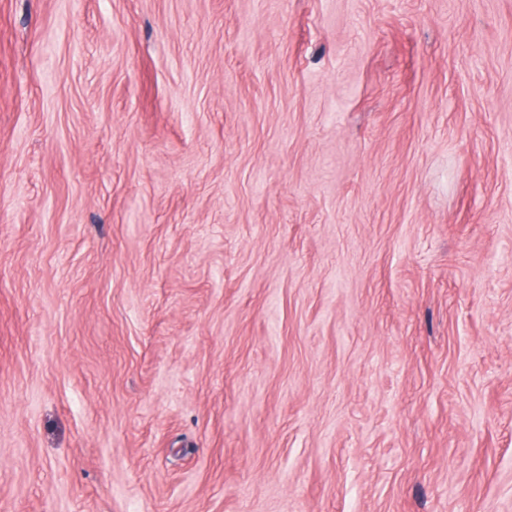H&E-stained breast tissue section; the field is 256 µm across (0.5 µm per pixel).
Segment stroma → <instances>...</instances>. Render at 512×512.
Masks as SVG:
<instances>
[{
	"label": "stroma",
	"mask_w": 512,
	"mask_h": 512,
	"mask_svg": "<svg viewBox=\"0 0 512 512\" xmlns=\"http://www.w3.org/2000/svg\"><path fill=\"white\" fill-rule=\"evenodd\" d=\"M0 512H512V0H0Z\"/></svg>",
	"instance_id": "1"
}]
</instances>
